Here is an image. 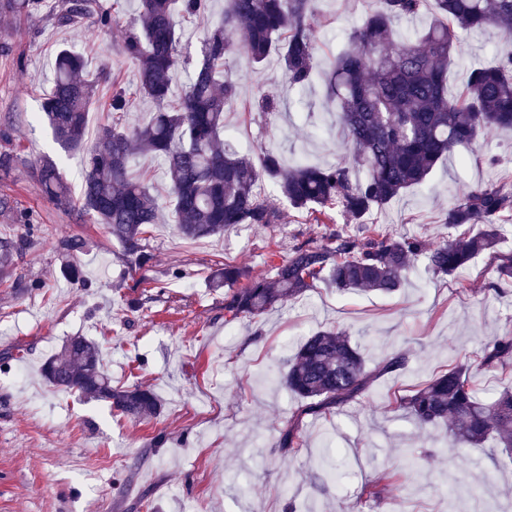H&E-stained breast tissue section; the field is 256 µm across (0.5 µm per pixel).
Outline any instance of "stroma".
<instances>
[{"mask_svg": "<svg viewBox=\"0 0 512 512\" xmlns=\"http://www.w3.org/2000/svg\"><path fill=\"white\" fill-rule=\"evenodd\" d=\"M102 3L121 19L106 32L90 24L58 26L62 0H48L34 16L0 14V129L10 130L0 138V152L16 156L13 169L0 172V197L13 204L0 210V238L28 239L12 278L0 284V512H286L292 503L299 512H470L472 491L482 495L485 512H512V455L490 443L448 447L442 427L425 446L414 423L388 402L391 390L408 392L438 370L466 362L485 340L512 331V280L494 272L497 255L512 253V220L503 223L496 254L478 256L461 273L431 276L420 259L402 289L389 295L339 291L320 281L259 318L230 321L223 289L211 285L216 265L270 279L296 247L327 244L336 232L358 233V225L336 209L324 223H309L267 179L261 188L281 206V223L186 239L171 221L163 166L144 156L133 171L157 196L161 219L145 242L148 267L128 271L105 225L56 207L36 180L49 160L72 192L82 184L81 156L55 142L42 114L61 46L112 65L114 79L100 83L89 114L88 143L112 120L107 103L114 87L134 96L128 127L155 110L136 96L135 68L121 52L137 0ZM375 7L374 0H316L332 24L319 35L321 75L308 90L288 87L278 57L258 67L234 56L239 93L224 115L225 138L240 153L271 150L288 164L301 157L313 165L351 161L322 75ZM223 10L224 0H215L208 19L180 22L181 64L170 103L191 79L203 39ZM497 45L490 30L465 36L462 55L448 70L449 89L464 85L470 63L490 62ZM264 92L283 95L279 112L253 109ZM309 106L320 113L319 125L304 123ZM493 157L499 166H490ZM508 175L512 131L488 132L369 222L396 236L439 242L452 234L439 216L467 186ZM18 210L36 215L34 228L16 223ZM74 236L85 242L74 257L82 271L78 283L60 273V243ZM328 328L359 343L376 377L330 416L305 418L303 447L292 454L279 448L278 431L298 401L279 378L305 337ZM72 336L99 343L113 385L153 388L164 403L161 415L119 419L108 403L50 387L40 368ZM398 354L406 368L378 374ZM326 453L342 463L331 477L319 468ZM386 471L397 474V484L381 502L365 501V485Z\"/></svg>", "mask_w": 512, "mask_h": 512, "instance_id": "obj_1", "label": "stroma"}]
</instances>
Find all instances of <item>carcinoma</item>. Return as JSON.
<instances>
[{
  "label": "carcinoma",
  "instance_id": "obj_1",
  "mask_svg": "<svg viewBox=\"0 0 512 512\" xmlns=\"http://www.w3.org/2000/svg\"><path fill=\"white\" fill-rule=\"evenodd\" d=\"M46 2L0 0V14L34 15ZM314 2L224 0V23L206 34L202 59L179 107L171 111L165 103L181 59L176 18L204 17L209 0H139L138 18L126 30L123 52L136 66L138 93L154 100L158 111L147 124L128 130L123 117L130 98L123 91L113 92L112 123L99 128L94 146L87 145L84 135L107 64L92 72L81 53L68 46L58 51L43 112L55 141L68 152L84 155L80 213L107 226L130 266L146 265L143 241L160 209L150 188L133 173L132 163L140 156L164 160L173 223L181 236L197 239L241 224L281 223L279 208L260 191L266 178L279 183L294 209L321 215L336 206L350 223L363 224L373 210L424 184L438 164L458 148L474 144L484 131L512 130V0H376V8L349 35L348 47L336 56L326 77L341 134L353 148L352 162L328 167L299 162L285 168L271 152L239 154L224 139V111L238 97V83L226 71L229 60L243 53L261 65L275 53L288 86L309 88L317 67V35L324 27ZM431 5L435 13L426 28L397 33V22L417 17ZM56 19L68 27L89 21L100 30L117 23V16L99 0H65ZM490 28L502 34L495 61L471 67L464 90L449 93L448 65L460 57L462 36ZM231 31L240 40L229 39ZM37 180L45 198L59 207L71 206L69 187L54 163L43 164ZM509 211L511 188L477 185L463 191L441 216V223L460 230L452 239L430 244L419 237H396L379 226L359 235L338 232L328 245L294 249L272 281L226 264L213 275L212 287L226 288L224 312L233 318L259 317L317 281L341 291L390 294L401 288L420 257L429 272L441 276L493 250L499 239L496 221ZM26 245L23 237L0 241V284L10 280L12 258ZM509 362V333L491 341L474 360L478 368ZM469 370L468 364L454 366L406 395H393L390 405L406 411L422 430L445 425L452 447L477 448L491 441L512 452V388L482 401ZM42 373L55 389L107 401L126 418H155L162 408L149 387H113L102 370L99 344L85 336L68 338L61 353L43 364ZM373 378L360 348L345 332L323 329L306 337L281 377L299 406L279 431L278 446L298 451L304 418L331 414L361 395ZM394 481L395 474L387 472L366 485L363 494L378 500Z\"/></svg>",
  "mask_w": 512,
  "mask_h": 512
}]
</instances>
